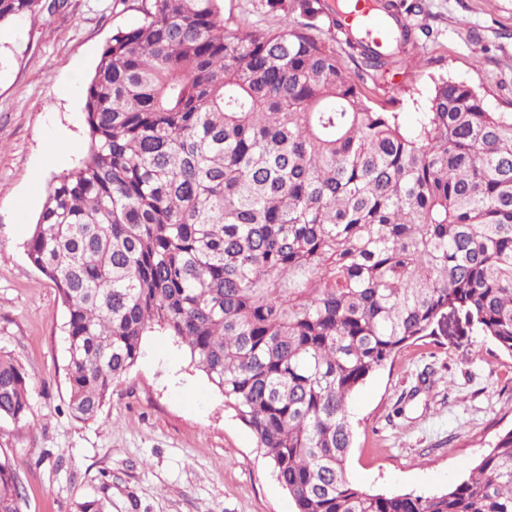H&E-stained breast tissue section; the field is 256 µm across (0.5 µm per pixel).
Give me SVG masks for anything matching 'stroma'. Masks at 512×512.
<instances>
[{"label": "stroma", "mask_w": 512, "mask_h": 512, "mask_svg": "<svg viewBox=\"0 0 512 512\" xmlns=\"http://www.w3.org/2000/svg\"><path fill=\"white\" fill-rule=\"evenodd\" d=\"M409 64L366 81L371 105L413 125L436 82L480 91L512 112V0H422ZM232 29L278 28L266 0H224ZM134 0H60L54 12L0 38V353L32 379L33 430L0 423V454L18 468L22 512H293L254 435L170 336L146 337L100 417L68 409L65 307L28 261L54 175L87 150L84 91L113 31L139 24ZM350 482L376 493L429 494L463 479L495 436L512 428V357L449 314L435 336L404 348L350 404Z\"/></svg>", "instance_id": "obj_1"}]
</instances>
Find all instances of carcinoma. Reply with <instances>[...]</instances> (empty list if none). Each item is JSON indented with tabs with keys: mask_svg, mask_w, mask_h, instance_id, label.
<instances>
[{
	"mask_svg": "<svg viewBox=\"0 0 512 512\" xmlns=\"http://www.w3.org/2000/svg\"><path fill=\"white\" fill-rule=\"evenodd\" d=\"M141 2L86 87L85 157L26 243L66 308L73 417H99L158 329L252 430L294 512H512V428L435 493L346 471L352 395L448 312L512 356V112L446 79L411 128L368 105L365 77L430 37L407 0H375L393 27L380 48L341 28L350 0H266L286 23L245 31L222 0ZM45 7L0 0V26ZM31 390L0 354V421L32 428ZM21 500L0 457V512Z\"/></svg>",
	"mask_w": 512,
	"mask_h": 512,
	"instance_id": "obj_1",
	"label": "carcinoma"
}]
</instances>
